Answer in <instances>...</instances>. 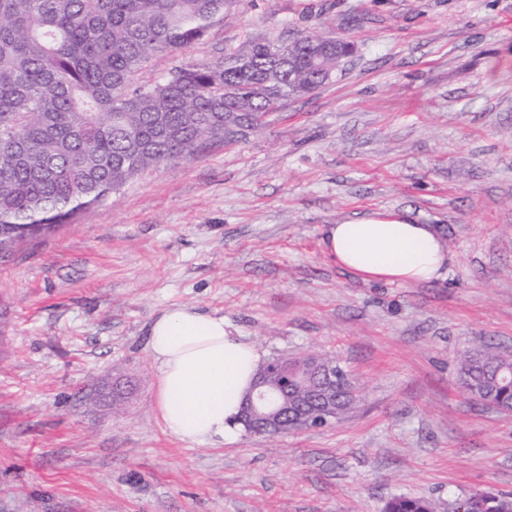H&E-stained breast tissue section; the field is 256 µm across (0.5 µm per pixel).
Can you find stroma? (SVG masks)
<instances>
[{
	"instance_id": "stroma-1",
	"label": "stroma",
	"mask_w": 512,
	"mask_h": 512,
	"mask_svg": "<svg viewBox=\"0 0 512 512\" xmlns=\"http://www.w3.org/2000/svg\"><path fill=\"white\" fill-rule=\"evenodd\" d=\"M316 28L355 43L342 76L0 258V512H384L399 495L454 512L512 493V412L456 379L468 350L512 352V0H238L136 80ZM370 212L433 225L439 276L337 267L327 227ZM178 307L269 362L339 359L359 403L283 436L168 435L148 332Z\"/></svg>"
}]
</instances>
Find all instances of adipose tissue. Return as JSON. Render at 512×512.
I'll return each instance as SVG.
<instances>
[{
    "label": "adipose tissue",
    "instance_id": "adipose-tissue-1",
    "mask_svg": "<svg viewBox=\"0 0 512 512\" xmlns=\"http://www.w3.org/2000/svg\"><path fill=\"white\" fill-rule=\"evenodd\" d=\"M324 243L339 267L377 283L431 281L447 258L431 225L400 214L331 225ZM149 350L157 370L155 411L165 431L189 443L236 442L242 405L262 364L259 349L224 317L183 307L153 320Z\"/></svg>",
    "mask_w": 512,
    "mask_h": 512
}]
</instances>
